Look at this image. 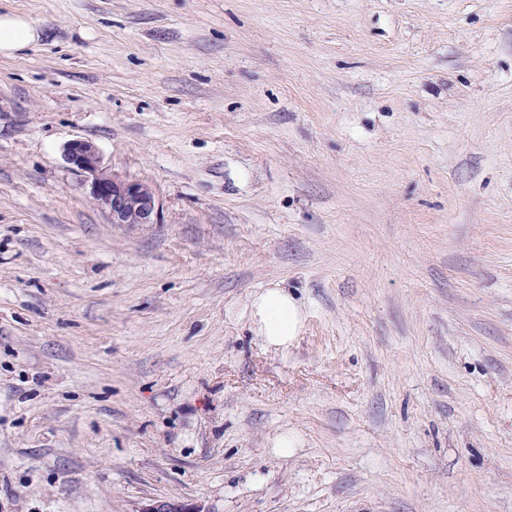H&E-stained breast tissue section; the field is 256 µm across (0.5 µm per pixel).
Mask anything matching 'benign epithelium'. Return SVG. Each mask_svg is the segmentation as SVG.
Returning a JSON list of instances; mask_svg holds the SVG:
<instances>
[{
    "instance_id": "7a95c632",
    "label": "benign epithelium",
    "mask_w": 512,
    "mask_h": 512,
    "mask_svg": "<svg viewBox=\"0 0 512 512\" xmlns=\"http://www.w3.org/2000/svg\"><path fill=\"white\" fill-rule=\"evenodd\" d=\"M63 159L81 176V187L87 198L106 212L114 224H156L159 203L146 183L128 179L108 170L96 144L86 139L66 142Z\"/></svg>"
}]
</instances>
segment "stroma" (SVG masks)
<instances>
[{
    "instance_id": "stroma-1",
    "label": "stroma",
    "mask_w": 512,
    "mask_h": 512,
    "mask_svg": "<svg viewBox=\"0 0 512 512\" xmlns=\"http://www.w3.org/2000/svg\"><path fill=\"white\" fill-rule=\"evenodd\" d=\"M5 10L0 512H512V0ZM39 36L35 24L27 16L0 12V55L12 56L35 43ZM62 155L66 164L82 177L85 196L106 212L112 223H158L159 203L153 189L142 181L108 170L94 142L70 140L64 144ZM252 307L259 336L269 345L287 347L300 325L297 305L288 292L278 286L267 288L254 298Z\"/></svg>"
}]
</instances>
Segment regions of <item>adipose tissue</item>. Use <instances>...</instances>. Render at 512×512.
<instances>
[{
	"mask_svg": "<svg viewBox=\"0 0 512 512\" xmlns=\"http://www.w3.org/2000/svg\"><path fill=\"white\" fill-rule=\"evenodd\" d=\"M38 38L37 28L27 16L0 13V55H13ZM252 307L259 336L269 345L287 346L300 325L297 305L287 291L277 286L265 289L255 297Z\"/></svg>",
	"mask_w": 512,
	"mask_h": 512,
	"instance_id": "obj_1",
	"label": "adipose tissue"
}]
</instances>
